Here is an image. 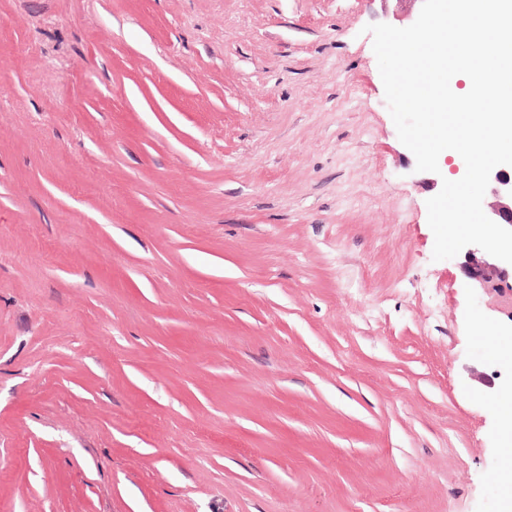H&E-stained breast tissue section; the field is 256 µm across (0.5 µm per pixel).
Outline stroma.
I'll return each mask as SVG.
<instances>
[{
  "label": "stroma",
  "mask_w": 512,
  "mask_h": 512,
  "mask_svg": "<svg viewBox=\"0 0 512 512\" xmlns=\"http://www.w3.org/2000/svg\"><path fill=\"white\" fill-rule=\"evenodd\" d=\"M416 11L0 0V512H512V289L364 31ZM463 250L468 259L465 265L468 279L483 288H512V264L488 254L475 245L467 246ZM499 413L503 418L502 435L504 439L503 453L506 459V466L502 473V482L511 486L512 484V395L504 394L498 400Z\"/></svg>",
  "instance_id": "obj_1"
}]
</instances>
